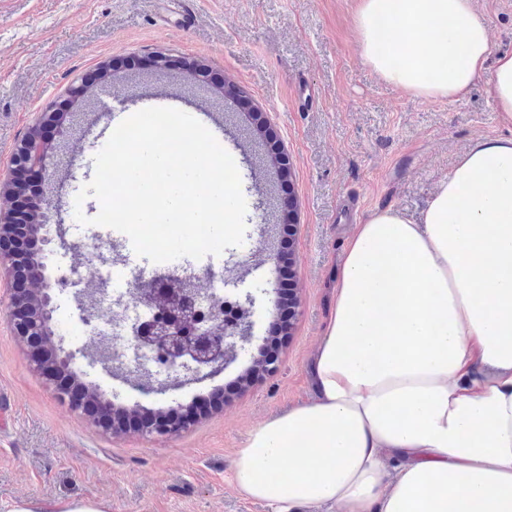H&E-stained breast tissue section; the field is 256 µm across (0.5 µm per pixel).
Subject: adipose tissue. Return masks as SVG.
<instances>
[{"label":"adipose tissue","instance_id":"adipose-tissue-1","mask_svg":"<svg viewBox=\"0 0 512 512\" xmlns=\"http://www.w3.org/2000/svg\"><path fill=\"white\" fill-rule=\"evenodd\" d=\"M360 56L405 91L488 75L512 118V53L472 0H361ZM316 398L254 427L235 482L272 512H512V137L475 142L419 221L356 225L311 361Z\"/></svg>","mask_w":512,"mask_h":512}]
</instances>
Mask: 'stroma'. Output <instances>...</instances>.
I'll return each instance as SVG.
<instances>
[{"label": "stroma", "instance_id": "1", "mask_svg": "<svg viewBox=\"0 0 512 512\" xmlns=\"http://www.w3.org/2000/svg\"><path fill=\"white\" fill-rule=\"evenodd\" d=\"M489 26L492 53L512 52V0H473ZM359 0H0V182L35 129L69 90L85 82L78 124L67 130L54 159L66 182L60 223H48L52 242L45 273L66 276L54 291L53 326L73 367L106 392L112 408L155 413L186 408L238 381L269 334L278 266L267 259L280 242L279 202L292 198L296 222L292 259L296 300L292 334L276 375L234 391L229 403L171 434H112L81 408L63 401L53 379L33 368L30 349L15 337L8 302L13 281L0 265V512L24 500L50 504L93 498L108 512H270L235 488L237 451L251 429L312 395L308 364L334 301L336 271L348 237L369 213L397 208L418 219L438 182L458 157L482 139L512 137V121L497 112L479 78L462 100L428 98L382 80L358 52ZM165 53L169 70L117 67ZM111 69V80L100 77ZM238 86L244 100L224 98L199 70ZM175 103L207 125L238 168L248 208L242 246L221 255L172 261L200 273V286L236 266L238 292L256 297L252 343L223 372L174 392H140L119 371L98 363L111 348L99 323H86L83 303L95 284L85 245L99 236L108 258L133 262L123 233L80 226L75 210L95 217L96 197L76 203L95 172L94 157L126 118ZM260 112L291 160L281 182L266 148L248 130ZM220 123H212V116ZM267 198L268 210L257 209ZM270 225V237L257 227ZM64 242H56L57 230Z\"/></svg>", "mask_w": 512, "mask_h": 512}]
</instances>
